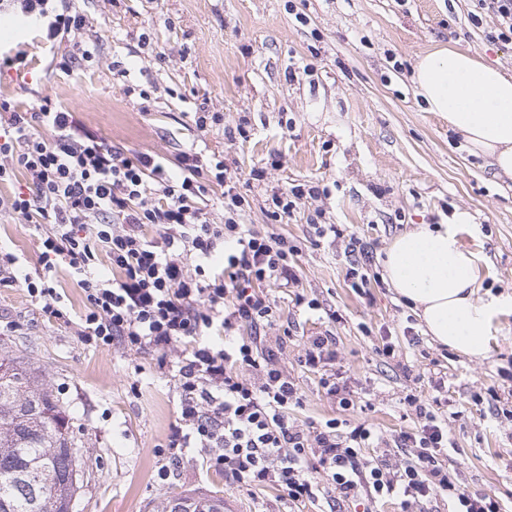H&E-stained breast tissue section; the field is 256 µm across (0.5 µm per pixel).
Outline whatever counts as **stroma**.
Segmentation results:
<instances>
[{"label": "stroma", "instance_id": "obj_1", "mask_svg": "<svg viewBox=\"0 0 512 512\" xmlns=\"http://www.w3.org/2000/svg\"><path fill=\"white\" fill-rule=\"evenodd\" d=\"M87 25L73 42L93 48L91 62L60 70L42 49V31L24 43L25 69L0 71V93L25 108L51 98L75 112L86 129L131 156L149 152L175 160L191 149L223 155L230 170L279 160L264 181L241 187L243 223L282 233L300 248L296 290L269 287L278 319L268 336L297 328L282 363L302 405L298 421L330 418L374 429L381 448L402 464L412 451L396 447L418 418L404 399L413 373L443 379L448 402V470L461 487L494 491L512 512V180L470 154L447 119L428 111L412 83L419 56L440 46L469 50L512 73V44L491 43L495 19H468L469 0H70ZM403 71H395L394 62ZM218 120L206 128L195 113ZM246 136H239V129ZM322 187L292 215L275 220L265 201L295 182ZM344 235L312 245L313 219ZM460 225L461 243L475 252L478 295L503 301L485 358L471 359L425 332L387 281L367 295L350 287L348 243L374 252L372 273L392 240L418 224ZM0 249L22 270L37 267L40 240L18 216L0 214ZM317 309L296 305L295 294ZM336 336L335 369L355 392L340 410L319 374L298 364L312 334ZM395 355L378 356L383 336ZM0 348L35 368L69 414L81 462L74 512H162L174 494L218 491L235 512H290L271 489L229 488L202 471L198 450L185 451L168 484L156 478L169 463L157 455L181 417L171 371L176 354L159 359L119 346L84 344L77 326L48 317L16 282L0 284Z\"/></svg>", "mask_w": 512, "mask_h": 512}]
</instances>
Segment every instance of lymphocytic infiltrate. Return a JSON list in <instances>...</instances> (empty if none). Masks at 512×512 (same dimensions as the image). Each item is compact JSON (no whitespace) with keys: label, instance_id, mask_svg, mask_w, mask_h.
Returning <instances> with one entry per match:
<instances>
[{"label":"lymphocytic infiltrate","instance_id":"1","mask_svg":"<svg viewBox=\"0 0 512 512\" xmlns=\"http://www.w3.org/2000/svg\"><path fill=\"white\" fill-rule=\"evenodd\" d=\"M8 2L44 27L52 47L86 25L67 0ZM471 2L472 23L489 13L497 19L488 40L511 44L512 0ZM0 110L8 114L0 124V184L25 177L24 186L0 196V211L42 233V270L23 278L29 296L43 301L49 317L68 320L52 278L66 266L84 292L79 334L86 344L177 353L181 424L169 447L203 449L207 467L225 481L271 488L297 505L320 498L315 469L333 486L336 504L364 495L423 512L427 502L446 497L459 512H501L495 496L462 491L448 477V425L433 410L441 384H434L433 399L408 397L419 425L396 439L397 447L415 451L400 466L383 454L364 455L374 440L365 425L344 431L335 418L301 424L291 417L302 397L281 364L285 339H267L265 330L276 320L267 288L298 285L299 248L241 222L240 179L223 160L206 165L200 153L185 151L172 173L152 155L114 151L51 99L35 112L5 100ZM213 184L224 189L220 224L202 204ZM104 260L111 276L99 272ZM335 359L336 337L327 331L310 338L299 363L319 371L327 397L347 410L353 393L332 372Z\"/></svg>","mask_w":512,"mask_h":512}]
</instances>
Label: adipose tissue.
Here are the masks:
<instances>
[{
  "instance_id": "ef3b65f1",
  "label": "adipose tissue",
  "mask_w": 512,
  "mask_h": 512,
  "mask_svg": "<svg viewBox=\"0 0 512 512\" xmlns=\"http://www.w3.org/2000/svg\"><path fill=\"white\" fill-rule=\"evenodd\" d=\"M415 89L429 111L464 135L471 153L512 178V75L471 52L442 47L417 60ZM386 278L438 343L478 359L498 309L477 292V255L455 224H420L396 237L382 261Z\"/></svg>"
}]
</instances>
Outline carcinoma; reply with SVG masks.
<instances>
[{"label": "carcinoma", "instance_id": "carcinoma-1", "mask_svg": "<svg viewBox=\"0 0 512 512\" xmlns=\"http://www.w3.org/2000/svg\"><path fill=\"white\" fill-rule=\"evenodd\" d=\"M77 468L66 409L0 353V512H67L79 490ZM164 512H224V498L179 494Z\"/></svg>", "mask_w": 512, "mask_h": 512}]
</instances>
